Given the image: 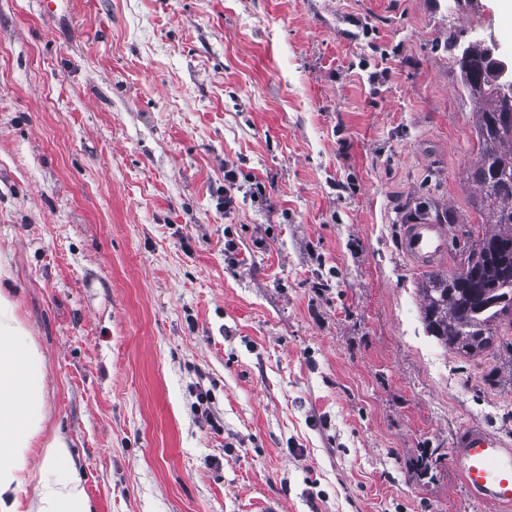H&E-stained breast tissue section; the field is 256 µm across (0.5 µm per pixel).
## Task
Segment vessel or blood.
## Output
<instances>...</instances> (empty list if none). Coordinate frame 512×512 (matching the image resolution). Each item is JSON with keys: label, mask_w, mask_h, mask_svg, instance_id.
Wrapping results in <instances>:
<instances>
[{"label": "vessel or blood", "mask_w": 512, "mask_h": 512, "mask_svg": "<svg viewBox=\"0 0 512 512\" xmlns=\"http://www.w3.org/2000/svg\"><path fill=\"white\" fill-rule=\"evenodd\" d=\"M447 241L445 225L420 222L406 226L403 248L416 266L431 269L445 260ZM450 465L472 498L512 507V445L487 426L468 424L459 430Z\"/></svg>", "instance_id": "vessel-or-blood-1"}]
</instances>
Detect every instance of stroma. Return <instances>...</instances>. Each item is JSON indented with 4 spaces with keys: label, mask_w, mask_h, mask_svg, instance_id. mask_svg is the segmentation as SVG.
<instances>
[{
    "label": "stroma",
    "mask_w": 512,
    "mask_h": 512,
    "mask_svg": "<svg viewBox=\"0 0 512 512\" xmlns=\"http://www.w3.org/2000/svg\"><path fill=\"white\" fill-rule=\"evenodd\" d=\"M478 36L499 0H0V255L95 512H512L449 464L512 444V329L447 351L402 249L483 229ZM448 230L443 224L420 222L407 224L403 248L410 260L418 267L432 269L445 260Z\"/></svg>",
    "instance_id": "stroma-1"
}]
</instances>
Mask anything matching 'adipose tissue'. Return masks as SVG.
<instances>
[{"instance_id": "1", "label": "adipose tissue", "mask_w": 512, "mask_h": 512, "mask_svg": "<svg viewBox=\"0 0 512 512\" xmlns=\"http://www.w3.org/2000/svg\"><path fill=\"white\" fill-rule=\"evenodd\" d=\"M15 308L0 290V512H93L67 441L45 434L42 354ZM37 446L46 468L40 475L30 468ZM26 482L28 497L20 493Z\"/></svg>"}]
</instances>
